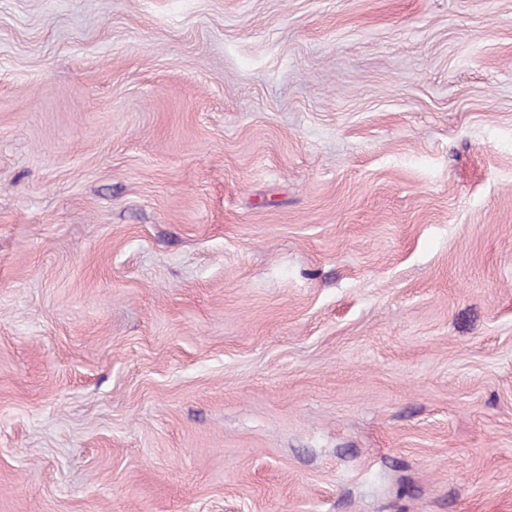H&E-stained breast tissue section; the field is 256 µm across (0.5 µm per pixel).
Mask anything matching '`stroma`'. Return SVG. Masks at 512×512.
<instances>
[{
  "label": "stroma",
  "instance_id": "obj_1",
  "mask_svg": "<svg viewBox=\"0 0 512 512\" xmlns=\"http://www.w3.org/2000/svg\"><path fill=\"white\" fill-rule=\"evenodd\" d=\"M0 512H512V0H0Z\"/></svg>",
  "mask_w": 512,
  "mask_h": 512
}]
</instances>
